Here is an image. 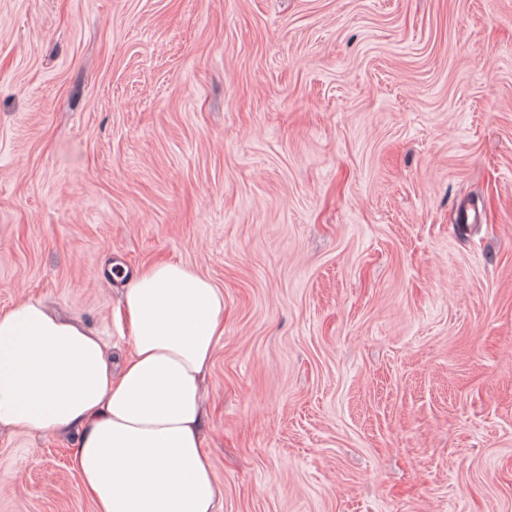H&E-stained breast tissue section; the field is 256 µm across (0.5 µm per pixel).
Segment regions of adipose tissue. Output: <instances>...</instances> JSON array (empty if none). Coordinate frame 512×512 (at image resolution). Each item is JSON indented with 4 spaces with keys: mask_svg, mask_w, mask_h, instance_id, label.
Instances as JSON below:
<instances>
[{
    "mask_svg": "<svg viewBox=\"0 0 512 512\" xmlns=\"http://www.w3.org/2000/svg\"><path fill=\"white\" fill-rule=\"evenodd\" d=\"M129 350L40 300L0 309V427L75 430L72 468L96 512H218L204 453V380L224 334V292L176 261L136 269L116 323Z\"/></svg>",
    "mask_w": 512,
    "mask_h": 512,
    "instance_id": "obj_1",
    "label": "adipose tissue"
}]
</instances>
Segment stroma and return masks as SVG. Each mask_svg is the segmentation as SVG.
I'll return each instance as SVG.
<instances>
[{
    "label": "stroma",
    "mask_w": 512,
    "mask_h": 512,
    "mask_svg": "<svg viewBox=\"0 0 512 512\" xmlns=\"http://www.w3.org/2000/svg\"><path fill=\"white\" fill-rule=\"evenodd\" d=\"M224 291L220 512H512V0H0V308L111 352ZM0 428V512H95Z\"/></svg>",
    "instance_id": "obj_1"
}]
</instances>
